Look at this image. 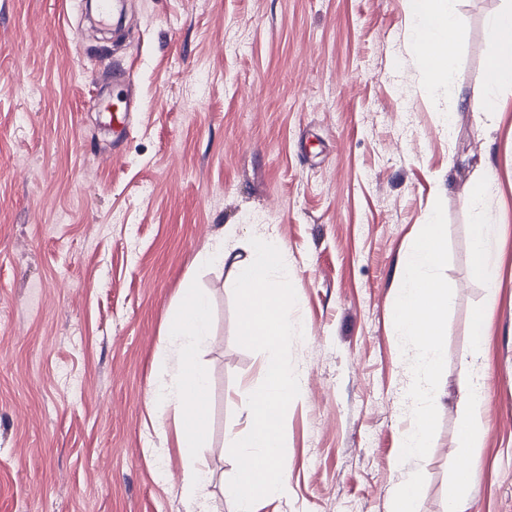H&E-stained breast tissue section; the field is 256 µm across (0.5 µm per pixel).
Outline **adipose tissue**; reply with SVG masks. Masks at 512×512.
<instances>
[{
  "mask_svg": "<svg viewBox=\"0 0 512 512\" xmlns=\"http://www.w3.org/2000/svg\"><path fill=\"white\" fill-rule=\"evenodd\" d=\"M407 21L411 38L424 67L428 85L451 84L453 76L448 57L458 44L459 18L456 0H407ZM493 52L486 61L480 88L471 96L458 100L453 111L443 113L446 129H453L462 112L492 119L501 112L505 93H512V6L489 18L485 26ZM496 177L486 170L480 181L463 193L464 203L480 210V219L471 226L470 259L473 269L488 284H496L499 264L494 247L501 239L503 221L500 216L483 209L487 193L493 190ZM447 259V226L440 211L427 213L420 234L405 253L400 277L402 286L395 299L393 325L399 338H419L425 355L416 367L408 399L416 422L400 440V454L415 458L428 446L431 408L436 398L433 380L441 357L440 336L448 317L452 297L447 285L430 278V270L439 268ZM211 310L207 295L188 288L180 308L172 319L168 333L182 366L180 376L156 382L149 403L159 411L175 409L187 421L182 432V446L187 465L180 491L191 512H213L210 504V472L197 450L208 432L207 422L196 408V400L209 388V376L197 364L196 356L210 334Z\"/></svg>",
  "mask_w": 512,
  "mask_h": 512,
  "instance_id": "1",
  "label": "adipose tissue"
}]
</instances>
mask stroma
<instances>
[{
  "label": "stroma",
  "mask_w": 512,
  "mask_h": 512,
  "mask_svg": "<svg viewBox=\"0 0 512 512\" xmlns=\"http://www.w3.org/2000/svg\"><path fill=\"white\" fill-rule=\"evenodd\" d=\"M112 36L83 0H0V512H188L182 419L154 417L149 388L171 375L168 325L186 283L212 306L199 355L210 377L199 450L219 512L267 354L236 342L230 267L274 231L287 248L304 339L303 394L284 420L288 493L256 512H389L416 479V512H446L470 409L462 363L485 377L479 479L466 512H512V192L498 299L481 353L470 318L488 285L468 260L474 214L460 199L482 161L512 185V112H442L481 83L486 17L506 0H458L452 87L429 88L406 0H125ZM129 69L126 137L91 108ZM447 225L441 276L453 303L433 382L430 446L402 459L405 398L421 346L397 341L398 265L425 214Z\"/></svg>",
  "instance_id": "obj_1"
}]
</instances>
